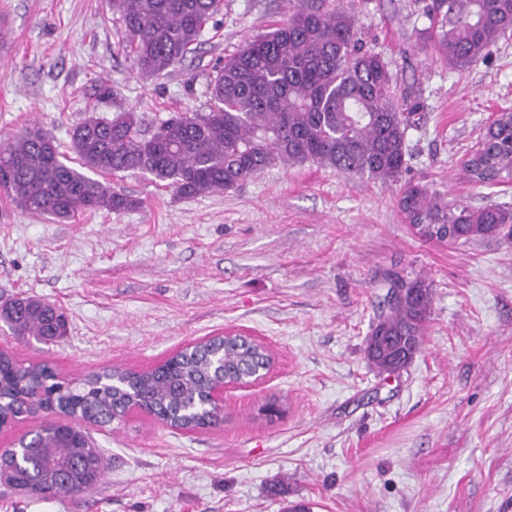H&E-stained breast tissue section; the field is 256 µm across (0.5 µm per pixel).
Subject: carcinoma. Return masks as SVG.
I'll use <instances>...</instances> for the list:
<instances>
[{"label":"carcinoma","mask_w":512,"mask_h":512,"mask_svg":"<svg viewBox=\"0 0 512 512\" xmlns=\"http://www.w3.org/2000/svg\"><path fill=\"white\" fill-rule=\"evenodd\" d=\"M221 2L112 0L138 75L154 79L185 61ZM426 14L424 37L456 70L485 61L512 32V0H429ZM395 81L388 62L360 44L351 13L327 0H299L288 22L254 36L215 67L210 111L151 122L134 110L90 115L70 132L77 168L33 125L0 142V189L28 213L65 221L83 211L120 215L141 205L87 170L148 174L182 196L231 190L278 164L397 183L406 169L412 111L397 99ZM461 172L482 186L512 181V114L491 121ZM399 206L427 239L438 225L450 226V241L464 244L512 224L511 208L448 203L419 183L403 187ZM390 282L403 292L379 305L366 340L367 358L382 374L400 372L421 351L431 309L422 281ZM0 322L13 335L42 343L66 333L64 315L32 297L1 306ZM220 359L230 380L266 363L247 339L214 337L148 370L109 368L64 379L47 361L25 365L0 351L1 421L31 410L67 416L35 431L16 454L0 456V470L8 482L30 486L31 496L92 490L103 469L89 426L119 423L135 408L185 428L215 426L220 414L208 404L207 390Z\"/></svg>","instance_id":"carcinoma-1"}]
</instances>
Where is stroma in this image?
I'll use <instances>...</instances> for the list:
<instances>
[{"label": "stroma", "instance_id": "1", "mask_svg": "<svg viewBox=\"0 0 512 512\" xmlns=\"http://www.w3.org/2000/svg\"><path fill=\"white\" fill-rule=\"evenodd\" d=\"M336 3L416 114L403 182L512 207V182L475 185L460 171L489 122L512 112V34L455 71L420 40L422 0ZM296 5L224 0L195 55L144 80L110 0H0V139L35 123L65 153L92 113L207 111L215 63ZM105 180L141 207L54 221L0 191V302L26 294L68 320L56 344L0 330V348L73 378L148 369L236 330L262 338L275 364L225 392L211 430L175 433L138 412L92 428L107 468L91 493L0 485V512H285L299 501L313 512H512V239L425 240L399 208L400 184L315 165L195 197L148 175ZM395 276L422 280L432 304L422 351L388 376L368 364L365 338ZM271 400L273 420L259 413Z\"/></svg>", "mask_w": 512, "mask_h": 512}]
</instances>
